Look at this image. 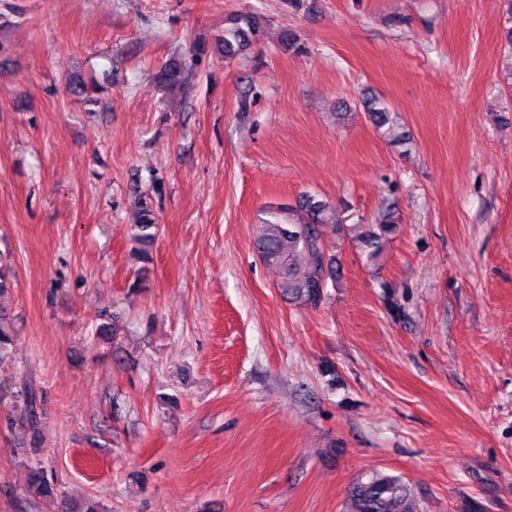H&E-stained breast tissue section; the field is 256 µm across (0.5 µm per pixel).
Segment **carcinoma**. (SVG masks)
Masks as SVG:
<instances>
[{"label": "carcinoma", "instance_id": "1", "mask_svg": "<svg viewBox=\"0 0 512 512\" xmlns=\"http://www.w3.org/2000/svg\"><path fill=\"white\" fill-rule=\"evenodd\" d=\"M260 19L241 13L226 19L221 44L224 59L243 55L258 39ZM183 79L179 62L166 64L160 83L175 85ZM361 106L373 123L383 127L391 122L389 109L380 100L366 97ZM267 219L257 227L255 247L264 262L279 269L277 288L289 300L317 306L325 295L328 282L340 277L335 259L326 255L324 237L327 233L349 235L358 241L368 257L375 258L383 243L396 231L397 219L391 209L384 210L376 224H339L336 208L327 201L304 195L295 207H273ZM158 231L155 212L148 202L138 208L133 242L139 245L141 258L150 259L149 248ZM54 482L46 472L35 467L30 472L31 493L44 501L54 500ZM347 512H423L420 501L403 479L373 472L355 482L348 490Z\"/></svg>", "mask_w": 512, "mask_h": 512}]
</instances>
